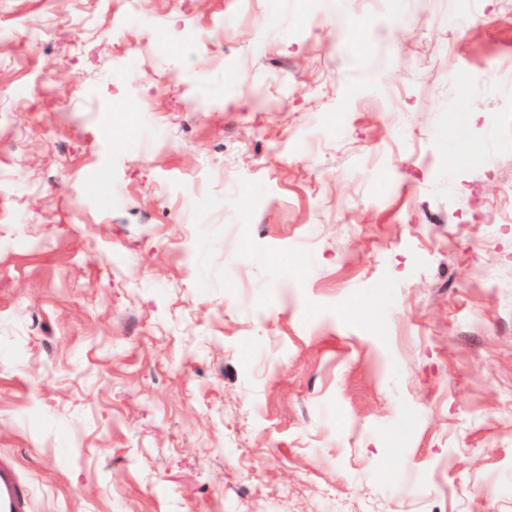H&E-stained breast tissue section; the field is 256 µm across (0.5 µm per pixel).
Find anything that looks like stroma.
<instances>
[{
  "mask_svg": "<svg viewBox=\"0 0 512 512\" xmlns=\"http://www.w3.org/2000/svg\"><path fill=\"white\" fill-rule=\"evenodd\" d=\"M1 460L512 512V0H0Z\"/></svg>",
  "mask_w": 512,
  "mask_h": 512,
  "instance_id": "obj_1",
  "label": "stroma"
}]
</instances>
